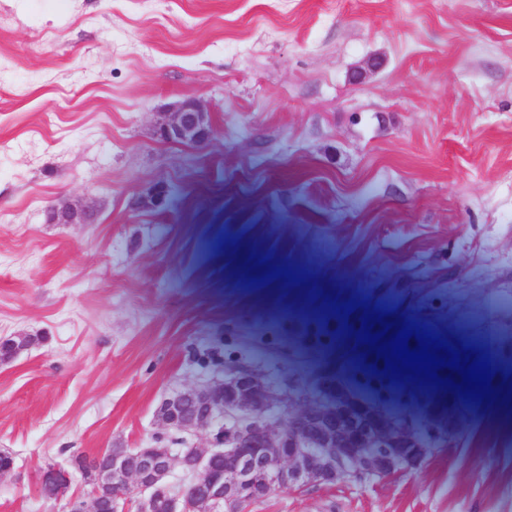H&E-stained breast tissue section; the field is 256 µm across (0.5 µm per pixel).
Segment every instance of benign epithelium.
<instances>
[{
  "label": "benign epithelium",
  "instance_id": "obj_1",
  "mask_svg": "<svg viewBox=\"0 0 512 512\" xmlns=\"http://www.w3.org/2000/svg\"><path fill=\"white\" fill-rule=\"evenodd\" d=\"M166 142L189 141L205 147L211 139L207 111L185 99L155 130ZM56 224H90L94 213L63 203L48 209ZM23 336L0 339V363L26 348ZM282 400L274 385L258 373L242 370L165 398L160 424L180 432L216 430L208 450L190 449L191 476L176 488L172 473L185 458L172 448H109L85 461L92 484L91 507L70 497L69 512H234L243 499L276 487L330 484L344 472L383 478L413 465L438 444L453 445V429L437 438L412 427L356 396L336 382L328 397L275 415ZM224 456V470L212 459ZM41 485L53 498L67 496L69 467L42 470Z\"/></svg>",
  "mask_w": 512,
  "mask_h": 512
}]
</instances>
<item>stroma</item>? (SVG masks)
Returning a JSON list of instances; mask_svg holds the SVG:
<instances>
[{"label":"stroma","instance_id":"stroma-1","mask_svg":"<svg viewBox=\"0 0 512 512\" xmlns=\"http://www.w3.org/2000/svg\"><path fill=\"white\" fill-rule=\"evenodd\" d=\"M206 148L154 131L185 97ZM176 196L144 201L158 183ZM94 208L51 224L49 206ZM285 267L292 278H270ZM492 360V403L393 378L332 303ZM0 512H68L41 469L210 448L161 401L241 369L338 381L456 427L389 479L244 512H512V0H0Z\"/></svg>","mask_w":512,"mask_h":512}]
</instances>
